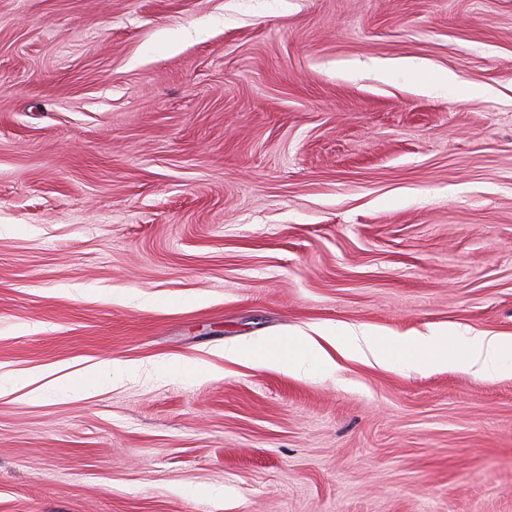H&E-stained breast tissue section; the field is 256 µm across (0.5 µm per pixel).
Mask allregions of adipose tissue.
<instances>
[{"instance_id": "1", "label": "adipose tissue", "mask_w": 512, "mask_h": 512, "mask_svg": "<svg viewBox=\"0 0 512 512\" xmlns=\"http://www.w3.org/2000/svg\"><path fill=\"white\" fill-rule=\"evenodd\" d=\"M333 346L343 356L406 371L455 367L481 378L499 375L512 367V336L466 330L452 335L430 328L410 336L379 332L365 325H349L333 331L323 327L282 339L257 336L247 345L225 344L227 360L249 357L259 367L286 366L299 376L335 372L336 362L326 353Z\"/></svg>"}]
</instances>
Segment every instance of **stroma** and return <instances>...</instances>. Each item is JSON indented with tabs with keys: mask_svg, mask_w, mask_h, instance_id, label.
Returning <instances> with one entry per match:
<instances>
[{
	"mask_svg": "<svg viewBox=\"0 0 512 512\" xmlns=\"http://www.w3.org/2000/svg\"><path fill=\"white\" fill-rule=\"evenodd\" d=\"M346 324L512 336V0H0V512H512V371L218 354ZM285 349H288V355ZM221 356L231 361L247 356L258 367L285 365L288 372L306 377L317 371L333 373L338 369L318 339L305 331H299L286 339L257 336L245 346L224 343ZM138 371L139 367L135 365L112 362V360H102L92 367L89 371L90 374L87 376H83L82 374L70 376L66 374L59 377L58 380L65 382L66 385L83 387L88 384V382L101 377L109 380L131 378L136 376Z\"/></svg>",
	"mask_w": 512,
	"mask_h": 512,
	"instance_id": "35a3bbf8",
	"label": "stroma"
}]
</instances>
